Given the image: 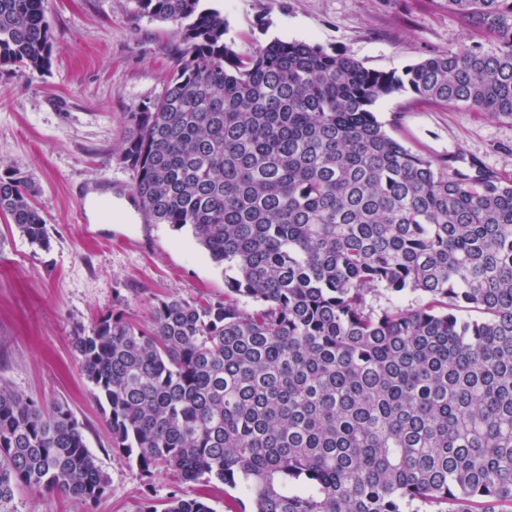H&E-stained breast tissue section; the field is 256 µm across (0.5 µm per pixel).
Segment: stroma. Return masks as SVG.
<instances>
[{
  "instance_id": "stroma-1",
  "label": "stroma",
  "mask_w": 512,
  "mask_h": 512,
  "mask_svg": "<svg viewBox=\"0 0 512 512\" xmlns=\"http://www.w3.org/2000/svg\"><path fill=\"white\" fill-rule=\"evenodd\" d=\"M228 25L234 50L274 39L303 40L347 54L378 70H402L458 50L467 40L447 0H209ZM53 42L48 74L0 71V170L26 175L50 228L43 250L0 216V377L49 405L61 402L83 426L87 445L108 477L93 506L77 498L16 491L0 512H138L144 497L163 499L172 474L142 477L135 463L112 453L105 418L89 393L74 350L78 332L111 307L146 325L157 299L189 302L224 295V275L189 231L140 225L129 206L114 209L102 236L88 239L73 222L72 183L112 179L131 184L120 161L129 116L167 83L182 46L170 22L135 16L129 0H45ZM374 111L387 132L448 173L477 163L512 176V120L446 107L400 93ZM146 236L143 249L117 243Z\"/></svg>"
}]
</instances>
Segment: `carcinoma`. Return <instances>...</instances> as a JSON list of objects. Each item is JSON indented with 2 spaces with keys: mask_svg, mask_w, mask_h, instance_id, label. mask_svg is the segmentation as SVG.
Segmentation results:
<instances>
[{
  "mask_svg": "<svg viewBox=\"0 0 512 512\" xmlns=\"http://www.w3.org/2000/svg\"><path fill=\"white\" fill-rule=\"evenodd\" d=\"M129 2L183 42L131 113L132 194L224 272L222 299L138 326L117 297L75 338L112 449L199 486L140 512H215L213 482L240 512H512V178L450 176L373 110L409 91L512 120V0H448L470 43L399 73L299 40L239 53L203 0ZM52 55L44 0H0V67ZM0 215L48 246L17 172ZM107 486L66 406L0 380V502Z\"/></svg>",
  "mask_w": 512,
  "mask_h": 512,
  "instance_id": "carcinoma-1",
  "label": "carcinoma"
}]
</instances>
